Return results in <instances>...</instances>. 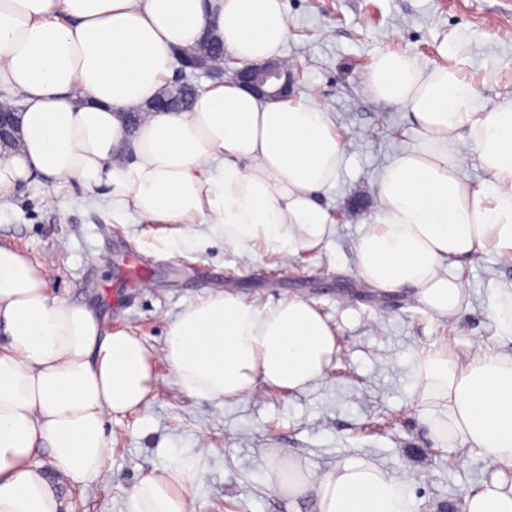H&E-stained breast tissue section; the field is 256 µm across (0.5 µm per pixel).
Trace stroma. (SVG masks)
Segmentation results:
<instances>
[{
  "mask_svg": "<svg viewBox=\"0 0 512 512\" xmlns=\"http://www.w3.org/2000/svg\"><path fill=\"white\" fill-rule=\"evenodd\" d=\"M286 59L295 92L324 105L333 127L351 139L335 186L323 194L336 233L321 249L273 254L255 246L240 256L216 242L191 241L169 254L170 227L116 216L102 192L64 189L54 205L35 182L0 208V246L34 265L52 262L49 286L60 297L95 307L106 329L141 337L155 354L146 410L107 426L111 475L84 487L58 484L59 512H123L140 476L160 472L188 448L210 454V472L191 497V512H289L257 466L283 448L322 475L355 449L396 475L414 472L406 512H464L467 493L490 481L512 486V467L489 468L477 449L440 445L413 414L408 390L418 353L447 348L464 361L474 341L512 354V335L498 332L487 299L512 282V259L477 250L455 272L469 298L452 319L423 312L410 290L381 292L351 273L353 247L378 210V172L410 148L416 132L407 109L371 100L367 66L380 52L436 60L444 36L456 39L479 109L512 98V0H284ZM219 290L262 303L289 295L314 303L336 332L338 351L324 380L297 392L263 386L224 405L181 392L164 357L168 323L187 305Z\"/></svg>",
  "mask_w": 512,
  "mask_h": 512,
  "instance_id": "obj_1",
  "label": "stroma"
}]
</instances>
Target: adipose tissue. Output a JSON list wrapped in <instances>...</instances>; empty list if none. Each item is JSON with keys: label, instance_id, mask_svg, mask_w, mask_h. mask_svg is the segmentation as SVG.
<instances>
[{"label": "adipose tissue", "instance_id": "1", "mask_svg": "<svg viewBox=\"0 0 512 512\" xmlns=\"http://www.w3.org/2000/svg\"><path fill=\"white\" fill-rule=\"evenodd\" d=\"M211 34L239 62L283 55L284 0H0V86L22 96L19 149L0 151V199L47 181L104 190L113 211L152 224L203 226L239 255L255 245L311 251L336 232L317 197L332 188L346 143L326 109L291 95L263 101L233 79L199 92L184 111L151 113L174 53ZM439 61L406 53L372 57L371 97L408 109L416 144L376 179L379 213L354 248L353 272L375 288L414 291L424 311L453 317L467 290L448 271L481 248L512 254V100L481 111L479 91L453 46ZM147 114L128 130L124 114ZM485 171L471 186L463 169ZM48 269L0 246V512H58L55 484L31 457L47 449L70 484L111 469L106 422L146 407L155 372L139 337L106 332L88 304L52 295ZM336 351L327 319L291 296L250 303L219 291L169 323L164 354L187 395L224 404L258 385L301 391L321 381ZM409 402L432 438L478 449L488 466L512 463V357L479 350L462 364L420 354ZM259 467L267 488L316 512H404L392 473L347 451L320 477L282 449ZM210 457L188 450L128 491L124 512H190Z\"/></svg>", "mask_w": 512, "mask_h": 512}]
</instances>
